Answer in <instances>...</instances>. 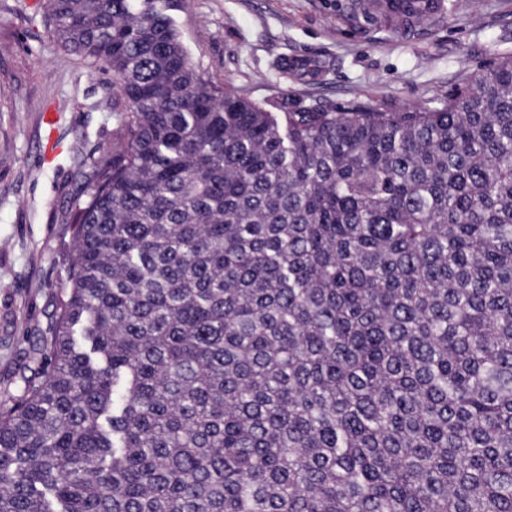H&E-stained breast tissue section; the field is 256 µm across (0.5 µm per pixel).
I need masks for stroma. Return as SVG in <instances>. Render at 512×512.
Wrapping results in <instances>:
<instances>
[{
    "label": "stroma",
    "instance_id": "stroma-1",
    "mask_svg": "<svg viewBox=\"0 0 512 512\" xmlns=\"http://www.w3.org/2000/svg\"><path fill=\"white\" fill-rule=\"evenodd\" d=\"M343 0H191L175 13L194 64L223 86L343 109L371 99L390 112L453 89L512 52V0H465L431 35L391 43L356 31ZM45 0H0V400L69 285L83 163L112 149L111 74L58 48ZM320 62L317 78L278 63Z\"/></svg>",
    "mask_w": 512,
    "mask_h": 512
}]
</instances>
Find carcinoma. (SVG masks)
Masks as SVG:
<instances>
[{"label":"carcinoma","mask_w":512,"mask_h":512,"mask_svg":"<svg viewBox=\"0 0 512 512\" xmlns=\"http://www.w3.org/2000/svg\"><path fill=\"white\" fill-rule=\"evenodd\" d=\"M188 0H47L122 105L0 403V512H512V55L388 112L250 99ZM396 41L447 0H350Z\"/></svg>","instance_id":"cac0c4a2"}]
</instances>
